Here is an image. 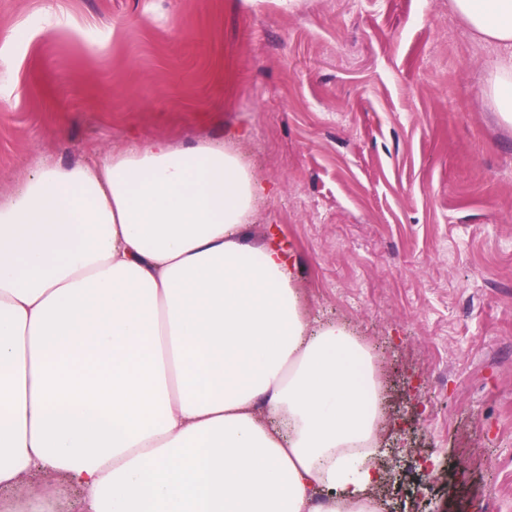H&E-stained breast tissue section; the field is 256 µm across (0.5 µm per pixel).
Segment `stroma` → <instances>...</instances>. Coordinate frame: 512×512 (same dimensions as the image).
Wrapping results in <instances>:
<instances>
[{
	"label": "stroma",
	"mask_w": 512,
	"mask_h": 512,
	"mask_svg": "<svg viewBox=\"0 0 512 512\" xmlns=\"http://www.w3.org/2000/svg\"><path fill=\"white\" fill-rule=\"evenodd\" d=\"M0 58V203L41 156L246 134L247 235L377 355L390 504L512 512V124L448 0H0Z\"/></svg>",
	"instance_id": "stroma-1"
}]
</instances>
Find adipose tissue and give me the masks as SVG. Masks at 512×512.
<instances>
[{"label": "adipose tissue", "instance_id": "obj_1", "mask_svg": "<svg viewBox=\"0 0 512 512\" xmlns=\"http://www.w3.org/2000/svg\"><path fill=\"white\" fill-rule=\"evenodd\" d=\"M449 8L511 123L512 0ZM258 192L223 142L150 139L0 203V512H376V355L246 242Z\"/></svg>", "mask_w": 512, "mask_h": 512}]
</instances>
